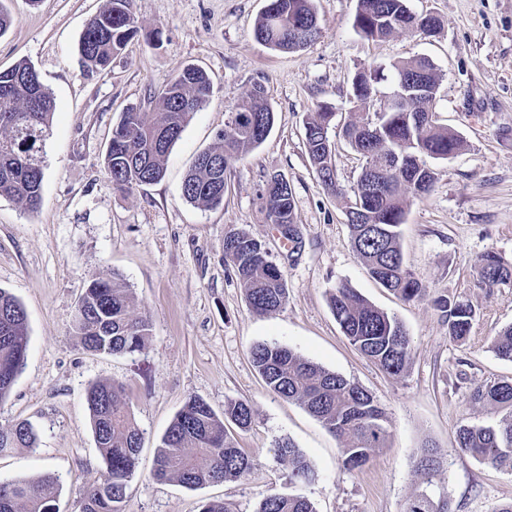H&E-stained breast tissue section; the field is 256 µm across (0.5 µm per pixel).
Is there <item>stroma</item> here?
<instances>
[{"instance_id":"35a3bbf8","label":"stroma","mask_w":512,"mask_h":512,"mask_svg":"<svg viewBox=\"0 0 512 512\" xmlns=\"http://www.w3.org/2000/svg\"><path fill=\"white\" fill-rule=\"evenodd\" d=\"M268 0H130L141 29L103 71L89 69L79 42L90 17L107 0H0L12 18L0 36V71L30 62L55 103L45 145L42 202L31 211L0 198V288L27 314L29 348L9 396L0 402V428L26 420L37 445L0 455V481L60 483L59 512H79L104 463L91 430L86 390L98 381L126 388L143 432L124 512H199L202 502L255 512L268 494L306 496L316 512H402L417 490L416 461L424 444L446 457L439 485L452 512H497L512 502V472L457 448L461 424H490L499 415L472 404L475 385L512 380V363L492 342L512 326V288L487 289L476 269L493 252L512 265V0H407L440 29L427 36L399 30L382 41L354 26L357 0H313L321 33L299 50L281 53L258 42L254 27ZM415 57L430 59L440 77L432 106L441 126L464 149L429 160L431 193L409 197L401 247L406 268L427 288L404 301L370 277L354 254L347 210L364 164L342 138L352 120L374 119L352 98L356 73ZM213 81L208 102L194 112L171 147L163 178L128 193L113 190L104 165L112 129L128 108L143 104L185 66ZM262 83L274 113L266 140L227 175L224 202L204 208L182 195L197 156L224 130L237 100ZM336 117L328 136L340 194L320 184L305 148L304 119L318 106ZM286 178L301 230L289 251L267 217L268 178ZM244 232L260 240L284 271L288 301L254 313L224 261V238ZM120 274L148 316L142 352L85 351L71 331L90 276ZM356 288L394 314L413 340L412 360L398 378L349 343L328 294ZM470 303L476 312L467 339L448 336L437 296ZM274 341L370 391L386 409L391 436L361 468L343 466L342 445L296 402L270 394L250 352ZM223 413L231 400L251 404V427L236 432L254 458L244 480L191 490L152 476L157 446L191 398ZM292 440L318 474L292 484L276 445Z\"/></svg>"}]
</instances>
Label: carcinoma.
<instances>
[{
    "instance_id": "obj_1",
    "label": "carcinoma",
    "mask_w": 512,
    "mask_h": 512,
    "mask_svg": "<svg viewBox=\"0 0 512 512\" xmlns=\"http://www.w3.org/2000/svg\"><path fill=\"white\" fill-rule=\"evenodd\" d=\"M315 16L312 0H268L257 19L256 39L278 51H293L312 43L319 31L310 30ZM355 28L366 37L382 40L401 29L431 35L439 28L433 16L415 17L407 0H358ZM140 28L130 10V0H109V6L87 22L80 41L85 64L104 70L112 56L137 36ZM438 85L434 64L417 57L392 65L391 76L381 68H369L356 76L354 100L366 105L385 80ZM256 98L250 92L234 112L247 115L231 133L217 135L216 142L197 157L187 174L182 193L186 201L215 208L224 201L227 173L251 149L262 144L274 124L266 90ZM212 80L196 66L183 68L161 91L148 94L147 106L123 113L112 129L105 169L112 186L128 191L160 181L171 146L179 139L193 112L209 99ZM431 98L412 97L397 112H385L377 123L345 126L343 137L365 164L353 190L355 202L348 211V230L353 252L370 276L405 301L425 293L403 264L400 227L408 195L430 192L434 173L425 158L446 160L464 149V140L436 123L426 109ZM55 105L34 66L22 60L0 71V197L36 210L42 200L44 146L50 134ZM336 113L328 106L307 113L305 148L320 183L339 194L328 137ZM273 224L295 223L291 187L265 197ZM224 260L245 288L251 309L268 314L288 299L286 280L269 259L264 244L243 232L224 239ZM487 288L512 283V267L493 253L484 254L477 270ZM329 306L350 344L385 372L398 376L410 363L411 339L403 324L379 309L351 286L341 283L328 296ZM436 307L448 321V336L466 340L475 312L464 301L440 296ZM78 304L82 314L72 322V333L83 348L95 353L134 354L142 351L150 336L149 319L138 313V299L117 277L90 281ZM29 344L27 315L11 294L0 289V401L12 389L23 366ZM496 355L512 362V326L494 341ZM251 360L273 394L297 402L343 444V465L355 469L385 447L390 421L371 393L277 343H260ZM470 401L490 406L502 417L491 425L462 424L456 433L458 448L495 468L512 471V381L476 386ZM94 439L105 465L100 482L87 490L81 512H123L129 482L135 474L142 432L132 417L124 385L97 382L86 393ZM251 406L243 401L224 405L218 415L201 399H189L175 415L157 448L154 478L175 479L184 487L198 489L213 483L246 478L254 459L244 453L227 430L232 422L239 430L250 427ZM37 436L31 423L21 421L0 430V453L13 448H33ZM280 457L288 466L291 481L313 483L317 472L291 440L279 443ZM444 460L430 443L416 462L419 489L405 503L404 512H449L448 499L438 492L437 477ZM58 479L44 476L37 486L19 480L0 482V512H56ZM256 512H315L312 502L299 494L273 492L264 497Z\"/></svg>"
}]
</instances>
